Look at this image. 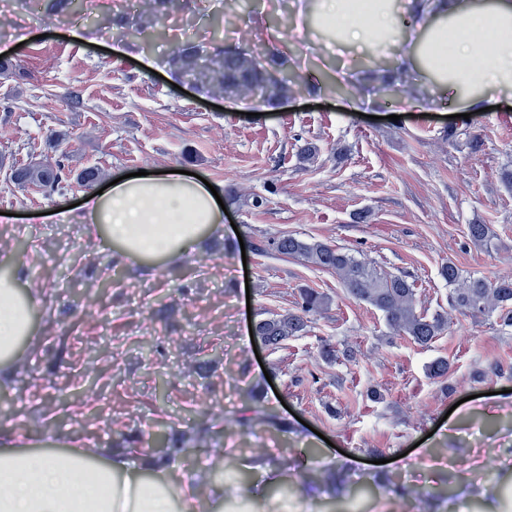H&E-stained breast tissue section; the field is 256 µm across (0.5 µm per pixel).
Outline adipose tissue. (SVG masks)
<instances>
[{"mask_svg":"<svg viewBox=\"0 0 512 512\" xmlns=\"http://www.w3.org/2000/svg\"><path fill=\"white\" fill-rule=\"evenodd\" d=\"M307 44L316 53L349 55L356 64L348 112H360L382 79L419 73L457 111L485 107L489 92L512 98V0H297ZM393 62L373 66L377 56ZM82 218L93 224L118 265L151 271L181 264L212 237L232 238L224 212L199 178L151 170L90 192ZM40 293L21 264L0 260V389L13 386L39 335ZM215 451L182 490L165 464L134 448L64 443L49 450L15 443L0 431V512H226ZM93 469L97 491L80 482Z\"/></svg>","mask_w":512,"mask_h":512,"instance_id":"ef3b65f1","label":"adipose tissue"}]
</instances>
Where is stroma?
Wrapping results in <instances>:
<instances>
[{
  "label": "stroma",
  "instance_id": "1",
  "mask_svg": "<svg viewBox=\"0 0 512 512\" xmlns=\"http://www.w3.org/2000/svg\"><path fill=\"white\" fill-rule=\"evenodd\" d=\"M291 0H186L166 18L171 38L145 46L116 26L90 27L80 16L40 9L45 22L23 39L0 38V56L17 65L0 75V254H13L30 287L42 290V331L13 386L0 393V430L21 444L87 441L108 448L148 434H192L221 406L215 440L170 463L186 473L213 447L240 466L242 455L276 464L291 493L269 491L249 512H390L400 486L409 496L444 493L445 512H503L499 490L512 486V327L493 316L472 322L452 310L440 270L454 262L467 276L512 277V191L500 181L512 165V110L470 116L484 146L449 142L448 111L399 107L393 95L353 115L343 98L308 75L336 74L334 57L297 49L277 62L271 41L253 38L256 22L296 38ZM233 12L224 42L260 53L295 77L298 92L267 103L227 98L189 85L170 64L176 49L209 43L210 19ZM62 138L51 149L49 134ZM315 143V162L300 159ZM61 160L67 181L45 193L17 184L15 168ZM179 166L223 193H236L225 222L242 245L205 244L199 265H161L152 274L123 269L100 250L93 225L56 222L53 212L80 202L81 171L100 182L117 172ZM489 225L491 248L473 245L468 224ZM292 234L362 257L414 280L417 304L447 315L431 347L390 339L381 313L346 298L332 272L255 243ZM330 297L302 336L279 348L255 347L252 321L294 308L301 289ZM111 315L102 328L97 313ZM154 343L152 353L141 349ZM354 350L326 362L323 341ZM447 359V381L429 365ZM289 432L237 423L247 392ZM413 457L402 469L400 455ZM487 486L474 499L463 477Z\"/></svg>",
  "mask_w": 512,
  "mask_h": 512
}]
</instances>
